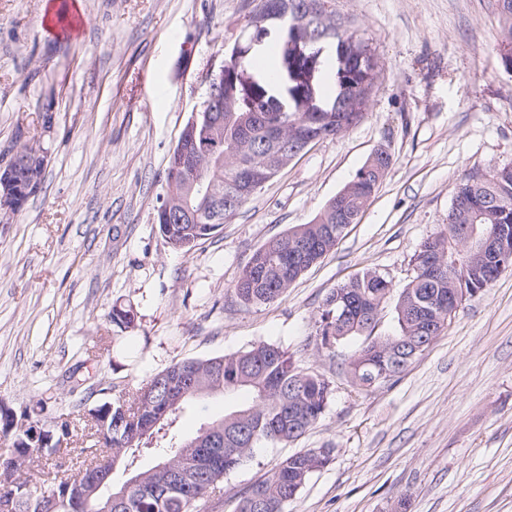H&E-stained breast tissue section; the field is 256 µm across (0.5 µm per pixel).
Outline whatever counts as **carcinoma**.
<instances>
[{
    "instance_id": "obj_1",
    "label": "carcinoma",
    "mask_w": 512,
    "mask_h": 512,
    "mask_svg": "<svg viewBox=\"0 0 512 512\" xmlns=\"http://www.w3.org/2000/svg\"><path fill=\"white\" fill-rule=\"evenodd\" d=\"M327 0H259L262 27L274 31L276 14H297L312 33L327 29L347 34L352 64L345 72L326 74L317 69L312 84L300 79L303 64L284 42L269 37L277 49L275 67L259 65L261 52L248 51L239 61L224 64L217 84L219 105L208 127L209 155L203 171L188 169L179 196L189 200L198 216L157 221L167 243L188 252L194 243L209 239L247 203L243 174L249 168L283 165L285 145L301 137L324 139L347 131L365 115L379 75V65L370 46L357 36L350 22L326 9ZM500 41L504 61L512 66V0H497ZM290 86L298 97L315 98L322 112H290L277 135L269 131L274 112L266 102L280 99L282 87ZM392 158L369 157L324 209L309 224L291 228L284 236L258 249L237 280L234 292L246 306L266 305L276 300L311 266L336 245L348 225L354 223L375 189L388 173ZM201 178L212 187V202L202 206V195L190 191ZM484 238L498 232L512 239V164L476 177L472 172L454 188L448 224L437 236L425 241L415 258L416 276L403 288L396 305V328L389 336H375L381 303L391 284L374 272H364L338 286L323 299L317 321L321 346L332 350L360 341L348 363L353 386L369 389L372 379L383 372L395 377L429 346L423 311L455 292L468 299L483 292L495 280L485 270L478 253L459 228ZM224 394V414L211 420L196 434L179 435L176 424L203 396ZM334 394L325 377L299 371L282 348L260 343L249 350L207 359L180 361L128 391L122 400L104 402L88 410L85 427L94 442L80 449L93 457L106 456L117 467L141 477L139 485L112 505V512H192L205 495L219 489L224 476L252 457L262 441L288 444L300 439L321 417ZM43 402L23 410L19 418L28 429L0 421V491L14 492L18 512H66L52 510V497L73 498L83 494L75 475L62 477L50 489L41 490L18 477L33 461V454L20 451L30 444L27 434L44 427L37 416ZM76 426L69 415L55 417L47 430L54 453L70 451ZM211 431L218 444L201 439ZM332 449L295 452L245 489L236 512H284L310 476L330 461ZM156 464L139 467V459ZM166 463L163 468L160 463Z\"/></svg>"
}]
</instances>
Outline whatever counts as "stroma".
<instances>
[{"instance_id": "1", "label": "stroma", "mask_w": 512, "mask_h": 512, "mask_svg": "<svg viewBox=\"0 0 512 512\" xmlns=\"http://www.w3.org/2000/svg\"><path fill=\"white\" fill-rule=\"evenodd\" d=\"M258 0H0V164L18 142L48 155L39 191L0 221V406L78 416L176 362L267 342L330 380L333 398L293 444L261 443L196 512L238 497L288 454L332 449L285 512H512V271L466 300L407 369L370 390L326 350L325 296L373 271L390 281L376 335L421 244L448 222L466 174L512 163V69L497 0H330L383 69L364 119L310 144L211 239L182 253L156 224L167 161ZM52 115L44 128V115ZM387 176L358 223L274 302L234 285L268 241L310 223L377 148ZM130 309L134 328L113 324Z\"/></svg>"}]
</instances>
